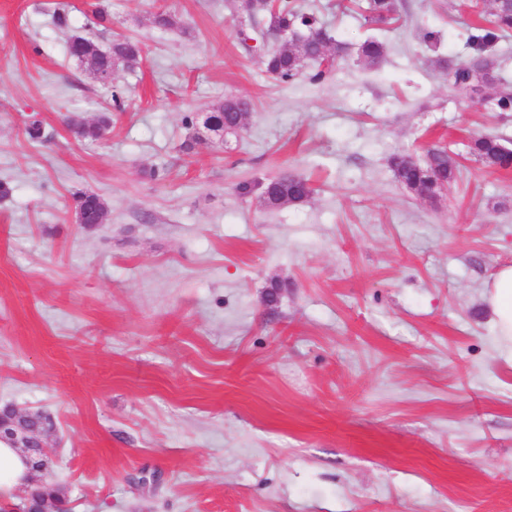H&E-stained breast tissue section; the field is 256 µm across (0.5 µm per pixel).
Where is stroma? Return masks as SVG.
I'll return each instance as SVG.
<instances>
[{
  "mask_svg": "<svg viewBox=\"0 0 512 512\" xmlns=\"http://www.w3.org/2000/svg\"><path fill=\"white\" fill-rule=\"evenodd\" d=\"M298 2L350 49L318 84L265 73L225 0H0V406L52 416L72 512H512V365L482 300L512 264V171L466 153L512 148V112L436 64L473 55L492 4L397 0L373 26ZM89 33L139 40V67L90 79L66 54ZM230 95L240 134L187 125ZM438 143L461 167L434 203L388 158ZM284 172L308 203L237 192ZM78 191L105 223L77 222ZM386 46L380 39L370 36L357 48V60L365 67L378 64L386 55ZM111 123L112 117L102 114L92 123L71 121L70 129L78 140L95 141L102 137ZM502 141L493 134H474L468 143V153L487 168L508 170L512 167V155L503 150Z\"/></svg>",
  "mask_w": 512,
  "mask_h": 512,
  "instance_id": "obj_1",
  "label": "stroma"
}]
</instances>
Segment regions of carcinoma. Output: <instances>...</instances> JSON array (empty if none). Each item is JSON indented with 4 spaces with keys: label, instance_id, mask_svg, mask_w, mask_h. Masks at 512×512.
Instances as JSON below:
<instances>
[{
    "label": "carcinoma",
    "instance_id": "carcinoma-1",
    "mask_svg": "<svg viewBox=\"0 0 512 512\" xmlns=\"http://www.w3.org/2000/svg\"><path fill=\"white\" fill-rule=\"evenodd\" d=\"M362 11L365 21L373 25L385 24L395 19V0H348ZM236 8L246 15L254 40L269 43L270 47L261 56L265 72L276 81L288 84L301 77L319 82L325 76L318 57L326 54L338 61L348 55V47L338 40L332 31L318 23L305 12L295 0H239ZM512 31V0H500L493 6L488 25L479 28V34L471 36L476 59L486 60L487 48ZM68 55L78 66L94 79H99L106 70H132L142 59V47L137 41L119 39L106 49H101L86 35H75L68 44ZM357 60L365 67L378 64L386 55V46L380 39L370 36L357 48ZM457 91L472 96L481 91L491 95L498 112H512V85L502 83L488 87L482 75L463 65L455 69L452 80ZM209 112L215 124L230 128L244 122L250 112V103L238 97H227L213 105ZM112 117L103 114L92 123L73 121L70 129L79 140L95 141L110 127ZM468 153L477 162L490 169L507 170L512 167V155L503 150L502 138L477 133L468 143ZM396 181L410 194L429 198L457 178L459 167L456 159L445 147H433L424 158L418 159L406 153H394L389 159ZM276 195L268 196L269 188ZM243 197L257 195L261 206L277 210L283 206H300L309 201L313 189L308 180L301 177L280 175L264 183L245 179L237 185ZM76 218L81 224L103 222L106 214L104 201L96 194L76 193Z\"/></svg>",
    "mask_w": 512,
    "mask_h": 512
}]
</instances>
